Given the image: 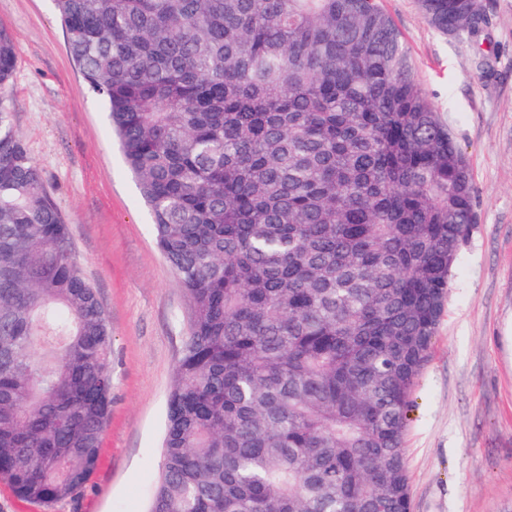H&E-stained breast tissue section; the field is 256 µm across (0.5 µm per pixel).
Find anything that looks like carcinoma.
Listing matches in <instances>:
<instances>
[{
  "label": "carcinoma",
  "mask_w": 512,
  "mask_h": 512,
  "mask_svg": "<svg viewBox=\"0 0 512 512\" xmlns=\"http://www.w3.org/2000/svg\"><path fill=\"white\" fill-rule=\"evenodd\" d=\"M472 0H420L477 40ZM190 316L150 512H410L413 391L476 223L379 0H55ZM0 29V479L75 498L112 328L14 128Z\"/></svg>",
  "instance_id": "carcinoma-1"
}]
</instances>
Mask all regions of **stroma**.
<instances>
[{"instance_id":"1","label":"stroma","mask_w":512,"mask_h":512,"mask_svg":"<svg viewBox=\"0 0 512 512\" xmlns=\"http://www.w3.org/2000/svg\"><path fill=\"white\" fill-rule=\"evenodd\" d=\"M478 41L434 29L418 0H381L465 154L477 221L453 270L405 436L411 512H512V0H485ZM18 59L7 100L73 230L112 327V414L97 471L75 500L0 512H146L189 303L102 100L68 49L54 0H0Z\"/></svg>"}]
</instances>
